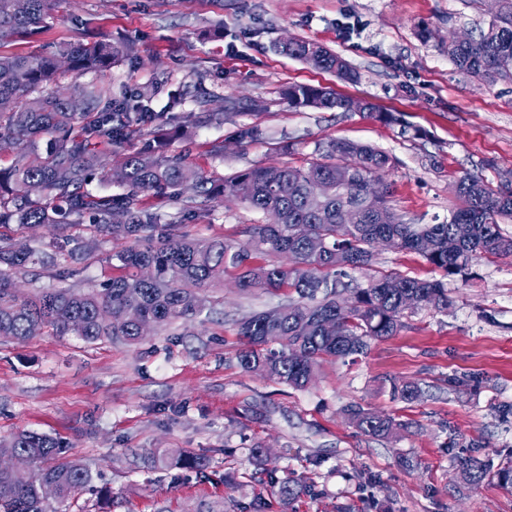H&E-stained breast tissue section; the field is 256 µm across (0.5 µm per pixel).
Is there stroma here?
Returning a JSON list of instances; mask_svg holds the SVG:
<instances>
[{
	"label": "stroma",
	"mask_w": 512,
	"mask_h": 512,
	"mask_svg": "<svg viewBox=\"0 0 512 512\" xmlns=\"http://www.w3.org/2000/svg\"><path fill=\"white\" fill-rule=\"evenodd\" d=\"M489 0H56L47 27L6 53L41 54L96 37L131 48L107 74L62 73V88L95 83L113 93L149 91L157 112L175 111L174 128L148 126L113 146L118 166L131 152L185 156L220 183L259 166H303L340 139L387 153L389 206L413 224L448 221L464 173L512 186V82L473 78L449 60V37L477 33ZM319 42L359 73L340 80L280 54L276 42ZM292 84L326 87L402 116V134L362 112L293 108ZM179 107L170 108L173 91ZM403 124V125H404ZM258 128L255 137L245 136ZM295 141L294 152L283 142ZM145 209L195 238L240 239L259 214L240 201L193 190L143 195ZM34 257L15 278L20 296L47 288L86 292L112 273V254L146 239H113L93 224L0 226ZM375 268L438 279L448 307L406 311L391 337L372 341L345 364L323 360L303 389L244 372L235 354L237 323L288 302L285 292H243L232 279L206 294L207 308L140 344L88 343L45 333L0 337V438L30 429L60 438L93 473V491L64 512H222L249 501L252 486L224 484V471L301 480L305 492L267 512H512V487L465 484L461 450L512 458V256L482 255L443 276L420 256L375 251ZM420 397L394 399L391 381ZM359 404L403 422L386 440L365 436L342 409ZM267 450L255 461L254 444ZM184 448L211 459V477L141 471L130 450Z\"/></svg>",
	"instance_id": "1"
}]
</instances>
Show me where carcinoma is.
Segmentation results:
<instances>
[{"label":"carcinoma","instance_id":"carcinoma-1","mask_svg":"<svg viewBox=\"0 0 512 512\" xmlns=\"http://www.w3.org/2000/svg\"><path fill=\"white\" fill-rule=\"evenodd\" d=\"M466 44L448 42V57L472 77L495 82L512 78V0ZM52 0H0V45L28 39L46 27ZM279 50L302 60L315 51L318 67L355 82L358 73L323 45L295 40ZM123 49L106 40L74 42L53 54H0V142L20 151L8 169H0V224H78L87 212L101 231L118 237L158 236L157 244L128 247L112 254V277L88 292L47 289L35 298L16 293V274L31 261L33 251L0 238V336L24 341L50 329L88 343L107 338L139 344L140 324L163 328L202 312L203 291L231 272L238 288L280 291L297 299L254 313L238 323L244 347L236 354L240 368L264 379L304 388L315 377L321 359L355 362L370 341L394 336L410 301L416 307L448 308L442 281L419 279L400 272H379L366 286L351 288L342 271L372 269L378 240L394 237L398 248L421 256L445 275L463 272L480 254L512 255V237L501 232L498 218L512 216V189H495L483 178L464 174L456 181L459 206L448 221L408 224L387 203L364 194L365 183L381 178L391 165L385 152L369 145L331 140L320 158L303 167H254L219 184H208L178 156L128 154L105 176L127 193L92 199L80 188L89 173L103 165L92 141L120 143L159 120L149 99L139 94L112 96L111 88L76 89L66 95L52 89L63 72H103ZM290 106L343 110L344 98L325 87L288 88ZM39 136L48 137L45 153L29 159L25 149ZM316 181L339 185L315 213L310 190ZM192 189L217 199L234 197L262 214L249 224L242 242L219 238L194 239L166 232L170 223L144 210L139 196L176 194ZM357 211L355 224L343 213ZM351 292V304L340 294ZM394 398L412 402L419 389L390 382ZM347 420L373 438H387L405 427L390 415L359 405L344 409ZM0 448L26 455L30 468L15 473L0 466V512H60L39 496L42 480L58 487L62 505L92 488V473L82 462L64 456L63 444L47 434L19 430L0 439ZM146 469H191L208 476L209 459L181 450L153 451L136 456ZM462 479L477 486L497 479L512 485V465L488 456L454 458ZM279 484L283 505L305 487L297 479Z\"/></svg>","mask_w":512,"mask_h":512}]
</instances>
